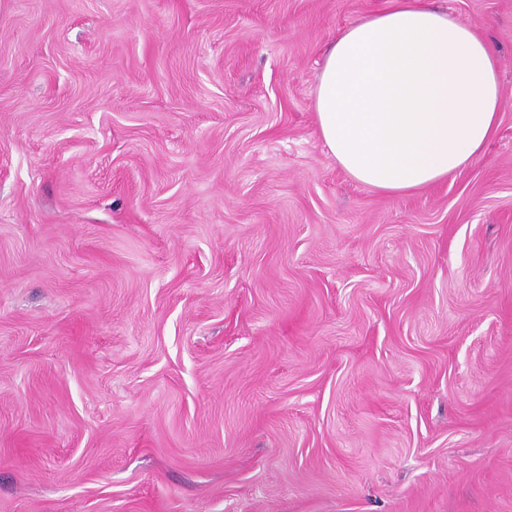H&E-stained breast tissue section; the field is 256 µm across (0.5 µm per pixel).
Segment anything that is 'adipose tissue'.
Masks as SVG:
<instances>
[{
    "label": "adipose tissue",
    "mask_w": 512,
    "mask_h": 512,
    "mask_svg": "<svg viewBox=\"0 0 512 512\" xmlns=\"http://www.w3.org/2000/svg\"><path fill=\"white\" fill-rule=\"evenodd\" d=\"M499 61L476 24L429 0H391L329 44L313 110L359 185L406 194L454 177L494 137Z\"/></svg>",
    "instance_id": "obj_1"
}]
</instances>
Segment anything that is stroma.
Returning a JSON list of instances; mask_svg holds the SVG:
<instances>
[{
	"instance_id": "obj_1",
	"label": "stroma",
	"mask_w": 512,
	"mask_h": 512,
	"mask_svg": "<svg viewBox=\"0 0 512 512\" xmlns=\"http://www.w3.org/2000/svg\"><path fill=\"white\" fill-rule=\"evenodd\" d=\"M482 155L321 139L385 0H0V512H512V0Z\"/></svg>"
}]
</instances>
